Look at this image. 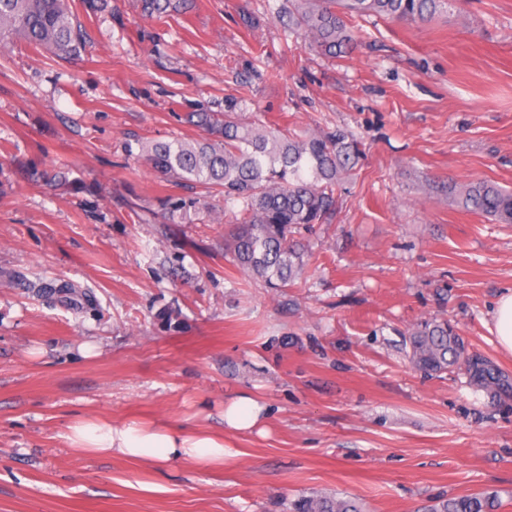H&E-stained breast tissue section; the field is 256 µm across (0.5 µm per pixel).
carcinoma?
<instances>
[{
    "mask_svg": "<svg viewBox=\"0 0 512 512\" xmlns=\"http://www.w3.org/2000/svg\"><path fill=\"white\" fill-rule=\"evenodd\" d=\"M454 0H292L287 26L309 38L316 52L331 58L350 52L353 38L347 19L384 16L427 22L440 7ZM83 38L79 22L66 0H0V46L21 39L66 58L77 52ZM197 126L210 137L201 141L172 139L139 145V155L167 182L194 184L238 202L224 232V255L269 288H286L299 277L304 250L297 236L323 224L336 208V185L356 166L361 149L348 132L292 133L262 121L243 122L237 101H224L222 112H199ZM466 212L512 224V191L489 181L457 187L448 185ZM207 208L206 200L170 196L164 218L190 221V210ZM411 361L428 374L464 367L471 385L494 400L512 398V376L485 356L468 349L446 320L431 318L409 334ZM495 491L457 497H437L425 512H496ZM289 512H364L353 498L340 494L302 497Z\"/></svg>",
    "mask_w": 512,
    "mask_h": 512,
    "instance_id": "carcinoma-1",
    "label": "carcinoma"
}]
</instances>
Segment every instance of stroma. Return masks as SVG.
<instances>
[{"label":"stroma","mask_w":512,"mask_h":512,"mask_svg":"<svg viewBox=\"0 0 512 512\" xmlns=\"http://www.w3.org/2000/svg\"><path fill=\"white\" fill-rule=\"evenodd\" d=\"M67 59L0 48V512H286L340 493L365 512L497 490L512 512V399L409 362L438 316L512 374L493 307L512 289V224L458 208L449 183L512 189V0L424 23L349 20L328 58L285 29V0H66ZM342 127L363 150L303 275L274 290L224 258L223 196L190 224L131 146L202 138L185 119ZM31 282L92 295L85 308ZM246 393L260 430L225 429ZM224 436L223 465L78 454L79 418Z\"/></svg>","instance_id":"stroma-1"}]
</instances>
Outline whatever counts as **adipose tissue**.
I'll use <instances>...</instances> for the list:
<instances>
[{
	"instance_id": "1",
	"label": "adipose tissue",
	"mask_w": 512,
	"mask_h": 512,
	"mask_svg": "<svg viewBox=\"0 0 512 512\" xmlns=\"http://www.w3.org/2000/svg\"><path fill=\"white\" fill-rule=\"evenodd\" d=\"M65 440L77 453H117L165 465L183 461L220 464L235 454L225 446L222 436L162 423L147 425L134 419L116 424L105 418H85L69 426Z\"/></svg>"
}]
</instances>
